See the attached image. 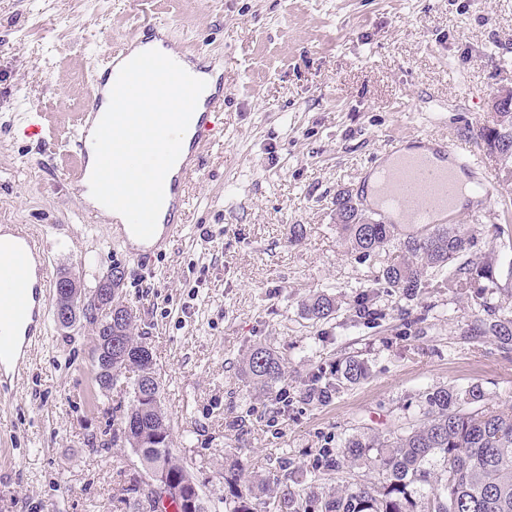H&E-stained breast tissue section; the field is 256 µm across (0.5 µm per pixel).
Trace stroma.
I'll return each mask as SVG.
<instances>
[{"instance_id": "35a3bbf8", "label": "stroma", "mask_w": 512, "mask_h": 512, "mask_svg": "<svg viewBox=\"0 0 512 512\" xmlns=\"http://www.w3.org/2000/svg\"><path fill=\"white\" fill-rule=\"evenodd\" d=\"M144 21L210 52L224 79V125L189 183L185 231L151 277L110 238L109 217L84 214L60 177L94 70ZM505 84L512 0H0V224L35 226L51 276L73 273L85 290L123 270L174 450L217 499L232 461L264 475L308 469L322 448L415 421L438 387L478 384L489 403L512 405V353L463 334L485 315L479 300L409 301L379 288L395 246L358 259L335 205L339 191L361 195L390 139H475ZM32 121L45 143L27 136ZM477 155L481 175L499 182L498 217L459 221L498 257L487 292L497 302L512 296V181ZM318 291L338 310L316 323L303 305ZM365 292L377 295L378 323L352 318ZM94 336L85 319L48 323L27 379L0 403V512H102L117 469L139 468L129 445L112 441L117 404L130 396L95 384ZM258 345L284 360L287 415L278 390L256 391L244 376ZM350 355L367 378L306 402L310 370Z\"/></svg>"}]
</instances>
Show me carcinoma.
<instances>
[{"mask_svg": "<svg viewBox=\"0 0 512 512\" xmlns=\"http://www.w3.org/2000/svg\"><path fill=\"white\" fill-rule=\"evenodd\" d=\"M483 148L492 141L501 144L498 162L504 181L512 180V114L491 117L480 130ZM336 225L351 251L361 258L395 242L399 254L386 265L378 278L382 287L397 290L412 300L428 289L486 295L481 282L495 262L492 252L476 248L473 234L465 224H428L411 233H399L396 224H381L365 216L347 191L336 195ZM448 271L433 281L431 271ZM354 317L363 322L380 318L374 296L367 294L353 306ZM308 319L323 322L336 312V299L321 291L304 304ZM488 318L468 325L466 335L493 338L505 352H512V303L483 302ZM84 317L96 325V347L109 340L119 343L107 362L110 387L132 377L129 406L119 416L112 442L123 441L138 457L142 471L161 475L178 490L184 507L177 512H214L215 504L174 453L170 421L162 409L161 394L143 391V385L158 381L153 353L148 344L133 336L135 316L107 326L88 311ZM246 377L269 390L285 380L282 359L270 348L256 347L244 364ZM368 375L367 367L349 356L340 368L326 377L314 372L305 389H313L326 400L345 384L357 383ZM321 462L314 474L340 472L346 464L365 461L378 475L370 484L346 482L323 497L288 493L283 501L287 512H512V407L499 408L486 402L481 386L464 389L439 387L429 392L413 424L397 423L386 434L369 439L352 438L344 447L320 449ZM277 479L260 478L242 463L234 462L224 472L230 496L224 504L229 512H255L252 500L271 494ZM148 492L141 475L133 474L118 483L115 499L126 512H146Z\"/></svg>", "mask_w": 512, "mask_h": 512, "instance_id": "obj_1", "label": "carcinoma"}]
</instances>
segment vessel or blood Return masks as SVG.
Wrapping results in <instances>:
<instances>
[{"label":"vessel or blood","instance_id":"b4317fda","mask_svg":"<svg viewBox=\"0 0 512 512\" xmlns=\"http://www.w3.org/2000/svg\"><path fill=\"white\" fill-rule=\"evenodd\" d=\"M128 53L122 45L103 60L100 73L92 77L89 101L70 134L68 151L76 164L66 175L78 197L86 196L91 176L90 135L111 93L110 81L117 78ZM223 108L224 89L218 86L205 96L202 111L193 114L189 146L178 175L168 183L170 205L158 221L154 236L141 240L128 225L112 227L113 239L125 246L143 271H150L152 259L171 251L179 239L188 182L202 167ZM436 150L443 156V163L426 156L402 154L395 145L390 147L387 155L393 163L378 173L376 214L381 222L390 223L395 211L407 208L411 223L417 225L453 223L459 213L458 201L466 192L484 205H491L498 193L496 182L484 177L464 185L457 180L459 171L471 165V149L444 141L437 144ZM49 251L45 237L32 236L16 224L0 226V396L4 398L11 397L16 384L26 376L32 349L45 333L51 297Z\"/></svg>","mask_w":512,"mask_h":512}]
</instances>
